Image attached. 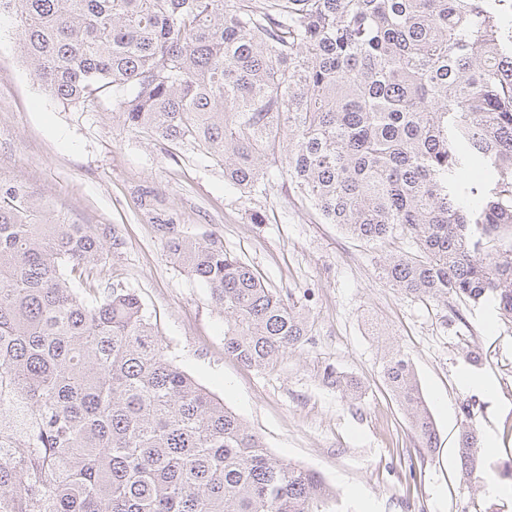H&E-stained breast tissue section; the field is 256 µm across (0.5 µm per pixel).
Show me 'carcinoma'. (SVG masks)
Listing matches in <instances>:
<instances>
[{
    "mask_svg": "<svg viewBox=\"0 0 512 512\" xmlns=\"http://www.w3.org/2000/svg\"><path fill=\"white\" fill-rule=\"evenodd\" d=\"M512 0H0L40 86L112 92L127 126L191 147L261 193L286 177L326 224L369 246L407 237L381 278L512 321ZM0 182V512H329L338 492L287 463L167 356L88 224ZM170 258L224 312V354L276 367L309 335L303 306L214 238ZM382 373L419 446L436 426L413 365ZM359 395V382L334 374ZM460 405L462 486L486 479Z\"/></svg>",
    "mask_w": 512,
    "mask_h": 512,
    "instance_id": "carcinoma-1",
    "label": "carcinoma"
}]
</instances>
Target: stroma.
<instances>
[{
	"label": "stroma",
	"instance_id": "stroma-1",
	"mask_svg": "<svg viewBox=\"0 0 512 512\" xmlns=\"http://www.w3.org/2000/svg\"><path fill=\"white\" fill-rule=\"evenodd\" d=\"M0 180L20 181L107 246L94 282L134 290L174 363L258 435L278 458L318 471L340 492L334 512H512V323L491 305L423 302L389 288L380 254L321 223L276 177L246 194L196 150L124 124L111 96L91 105L52 98L22 63L0 22ZM216 237L281 294L303 304L307 342L275 368L224 353V315L209 288L174 265L169 232ZM412 360L437 428L420 449L406 409L379 370L388 343ZM482 357L481 368L466 360ZM357 379L353 399L324 378ZM496 448L484 457L500 492L461 491L463 400Z\"/></svg>",
	"mask_w": 512,
	"mask_h": 512
}]
</instances>
